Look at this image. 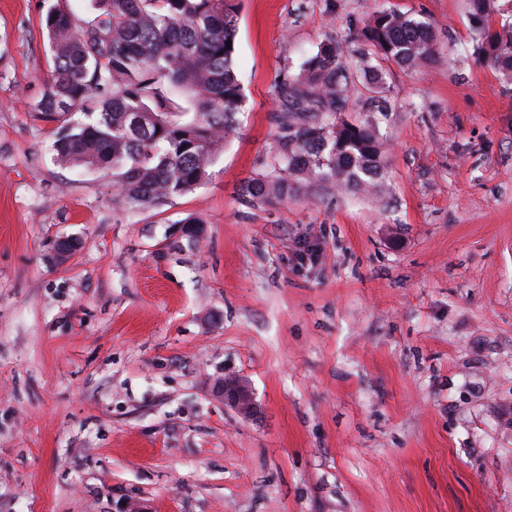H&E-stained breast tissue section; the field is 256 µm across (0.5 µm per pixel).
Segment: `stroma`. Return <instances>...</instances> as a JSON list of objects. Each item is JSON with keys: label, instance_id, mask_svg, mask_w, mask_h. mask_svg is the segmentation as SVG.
Returning a JSON list of instances; mask_svg holds the SVG:
<instances>
[{"label": "stroma", "instance_id": "35a3bbf8", "mask_svg": "<svg viewBox=\"0 0 512 512\" xmlns=\"http://www.w3.org/2000/svg\"><path fill=\"white\" fill-rule=\"evenodd\" d=\"M234 3L235 131L193 191L126 209L33 110L47 12L94 0H0V512H512V76L470 0ZM383 8L436 48L384 65L386 114L355 89L380 191L246 204L283 77L331 37L364 58ZM220 388L226 404L245 416H253L256 413L249 391L238 379L225 377Z\"/></svg>", "mask_w": 512, "mask_h": 512}]
</instances>
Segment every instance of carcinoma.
<instances>
[{
	"label": "carcinoma",
	"instance_id": "obj_1",
	"mask_svg": "<svg viewBox=\"0 0 512 512\" xmlns=\"http://www.w3.org/2000/svg\"><path fill=\"white\" fill-rule=\"evenodd\" d=\"M98 14L75 27L54 9L45 17L53 61L46 93L34 105L54 126L58 162L112 171L113 202L162 204L208 177L235 129L245 97L234 67L237 34L231 0H97ZM375 57L400 67L432 59L436 34L410 13L381 10L362 32ZM487 64L512 73V25L484 30ZM343 43L328 40L299 75L280 86L279 135L272 170L247 181L249 204L283 200L298 174L353 192L383 175L382 143L372 120H345L351 105ZM181 94L194 121L169 119Z\"/></svg>",
	"mask_w": 512,
	"mask_h": 512
}]
</instances>
